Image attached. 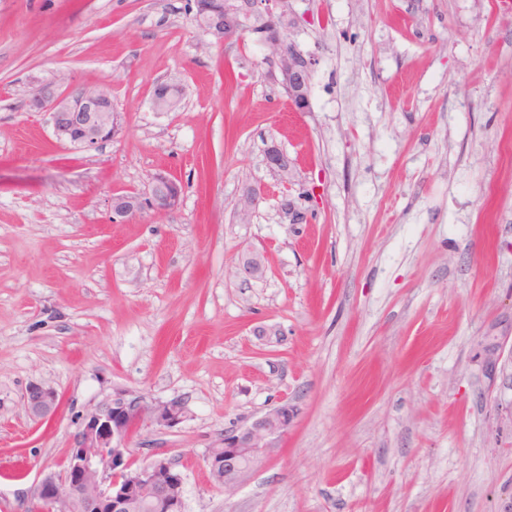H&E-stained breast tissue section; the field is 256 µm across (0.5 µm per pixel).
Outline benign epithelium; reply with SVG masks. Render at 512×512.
<instances>
[{
    "label": "benign epithelium",
    "mask_w": 512,
    "mask_h": 512,
    "mask_svg": "<svg viewBox=\"0 0 512 512\" xmlns=\"http://www.w3.org/2000/svg\"><path fill=\"white\" fill-rule=\"evenodd\" d=\"M199 25L216 43L223 44L251 32L264 45L279 46L267 55L278 84L287 89L297 112L309 106L307 86L316 65L311 53L302 52L291 40L292 23L284 0H224L221 10L199 19ZM30 106L49 117L56 141L89 151L121 137L124 120L112 105L109 90L97 87L62 90L56 83L42 85ZM265 164L288 178L292 161L276 145L265 151ZM263 187H249L234 204L243 221L250 219L264 199ZM182 186L165 171L151 175L143 191L127 190L109 199L111 221L121 224L147 209L163 214L178 206ZM24 405L35 420L47 423L61 406L51 387L31 385ZM296 408L283 401L250 424L224 432L206 455L205 463L216 484L231 491L242 485L259 464L277 448V442L293 424ZM185 418L184 403L177 400L148 402L142 396L115 394L112 402L96 408L84 419L75 436L62 472H48L37 479L27 494L26 512H132L140 495L156 503L184 509V479L168 450L156 449L138 468H132L129 442L133 431L147 425L169 429Z\"/></svg>",
    "instance_id": "obj_1"
}]
</instances>
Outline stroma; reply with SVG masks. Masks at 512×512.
Segmentation results:
<instances>
[{
	"mask_svg": "<svg viewBox=\"0 0 512 512\" xmlns=\"http://www.w3.org/2000/svg\"><path fill=\"white\" fill-rule=\"evenodd\" d=\"M288 10L317 58L304 112L254 36L215 43L190 0H0V512L118 392L184 403L131 448L169 450L185 512H512V6ZM172 78L180 109L153 111ZM56 80L111 89L123 136L56 144L29 106ZM159 169L180 204L111 223L112 194ZM250 251L263 279L239 274ZM33 383L62 398L50 424ZM283 401L279 447L214 485L207 449ZM265 164L273 172L283 178L288 176L292 161L288 154L276 145L269 146L265 151ZM266 190L264 187H249L234 204L235 211L241 220H249L259 202L264 199ZM24 405L33 419L49 423L61 406V397L53 388L36 383L26 391Z\"/></svg>",
	"mask_w": 512,
	"mask_h": 512,
	"instance_id": "obj_1",
	"label": "stroma"
}]
</instances>
